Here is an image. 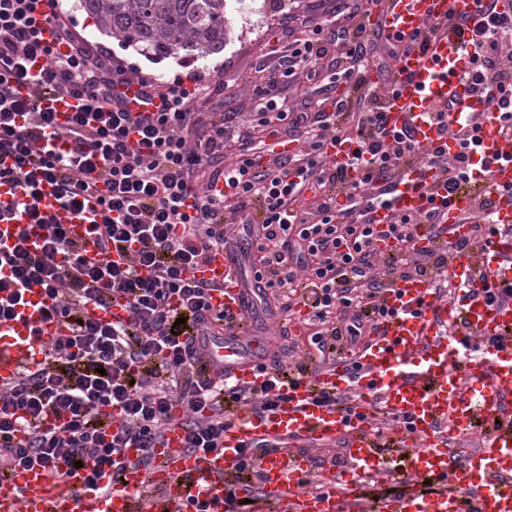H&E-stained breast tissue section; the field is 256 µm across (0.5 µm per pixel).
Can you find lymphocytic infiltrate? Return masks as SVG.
<instances>
[{"label": "lymphocytic infiltrate", "instance_id": "1", "mask_svg": "<svg viewBox=\"0 0 512 512\" xmlns=\"http://www.w3.org/2000/svg\"><path fill=\"white\" fill-rule=\"evenodd\" d=\"M342 23L308 26L275 65L282 76L331 68L349 88L330 111L295 112L266 93L253 117L273 135L301 141L298 160L238 158L224 164L233 118L196 111L219 94L158 83L149 75L95 53L80 41L58 0H0V186L25 199L26 220L0 240V325L20 319L25 294L44 291L43 320L63 334L42 347L36 368L21 366L0 385V466L51 467L99 491L103 471L150 470L173 420L192 454L224 447L229 407L274 408L272 389L286 376H305L303 361L271 359L269 385L213 379L201 360L203 340L232 327L214 308L210 283L196 270L224 248L228 217L253 225L259 295L273 296L283 313L306 306V324L319 362L351 351L368 326L388 316L383 294L412 274L451 294L448 250L415 249L418 226H435L436 213L399 215L385 225L363 221L375 180L398 171L438 169L446 190L472 176L469 144L456 152L390 133L377 88L367 83L370 55L380 37L360 0H344ZM457 31L475 51L461 78L474 90H497L512 117V15L487 4L482 19ZM137 85L141 110L128 107L124 89ZM73 100L59 115L55 103ZM356 146L350 166H336L329 146ZM223 191H214L216 182ZM57 206L83 214L96 199L90 224L100 257L87 260L81 243L41 206L45 188ZM313 207H301L305 189ZM391 239L394 252L379 244ZM127 256L112 260V252ZM122 299L126 321L106 323L87 312ZM137 449L136 459L124 457ZM260 442L246 449L227 482V512H242L259 492Z\"/></svg>", "mask_w": 512, "mask_h": 512}]
</instances>
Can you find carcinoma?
Here are the masks:
<instances>
[{
    "label": "carcinoma",
    "mask_w": 512,
    "mask_h": 512,
    "mask_svg": "<svg viewBox=\"0 0 512 512\" xmlns=\"http://www.w3.org/2000/svg\"><path fill=\"white\" fill-rule=\"evenodd\" d=\"M74 7L148 58L204 59L228 42L227 0H76Z\"/></svg>",
    "instance_id": "cac0c4a2"
}]
</instances>
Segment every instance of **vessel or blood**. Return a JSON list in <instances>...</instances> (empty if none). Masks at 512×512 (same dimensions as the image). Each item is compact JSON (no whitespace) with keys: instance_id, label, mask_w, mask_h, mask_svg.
I'll list each match as a JSON object with an SVG mask.
<instances>
[{"instance_id":"vessel-or-blood-1","label":"vessel or blood","mask_w":512,"mask_h":512,"mask_svg":"<svg viewBox=\"0 0 512 512\" xmlns=\"http://www.w3.org/2000/svg\"><path fill=\"white\" fill-rule=\"evenodd\" d=\"M478 0H381L371 24L382 37L401 40L407 51L396 63L394 82L368 74L369 85L392 84L384 102L388 130H411L421 143H447L475 138L488 171H475L453 193H446L435 174L395 185L390 206L373 216L388 222L392 214L418 215L436 210L435 231L420 229L417 249H434L468 237L463 216L473 213L488 186L512 188V141L495 132L500 112L487 97L471 93L458 73L465 64L462 46L448 17L475 18ZM441 26L427 45L412 39L427 22ZM445 111V125L429 122L428 113ZM57 222L86 244L88 257L98 255L86 221L55 210ZM231 249L213 253L200 272L213 290L211 303L225 314H246L253 293L234 264ZM448 276L454 301L438 297L428 279L400 280L384 299L394 314L376 324L359 351L363 366L358 385L365 398L345 411L313 402L314 386L339 390L348 385V359L330 368L309 367L307 375L288 384V397L270 411L238 404L224 431V449L200 457L183 450L184 433L171 423L151 474L128 468L123 479L104 493L74 492L71 479L52 477L47 469L13 466L0 472V512H135L133 492L151 479L161 497L149 512H165L188 495L224 512L225 480L235 475L244 448L260 441L279 442L283 451L259 461L263 475L254 496L256 512L285 505L287 512H512V298L489 300V286L512 284V236H491L481 253L453 251ZM19 320L0 326V384L13 379L21 365H35L41 348L57 333L36 310L39 292L26 296ZM264 336H218L209 341L205 360L225 377L261 386L260 372L272 352ZM396 420L388 441L372 427L375 413ZM496 426L477 455L458 457L448 449L450 438H464L475 419ZM343 446V466L327 464V495L301 489L298 478L313 470L309 446ZM395 484L397 491L381 490Z\"/></svg>"}]
</instances>
